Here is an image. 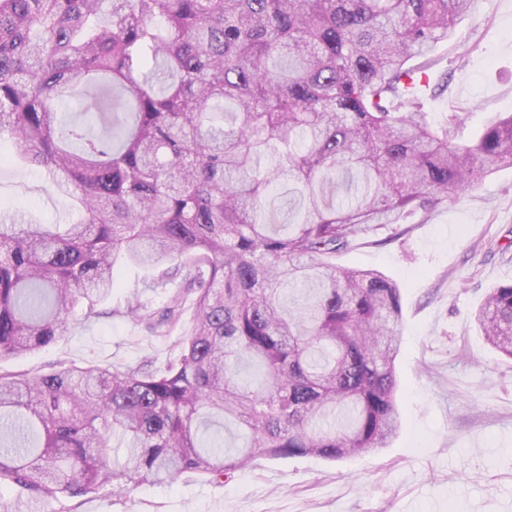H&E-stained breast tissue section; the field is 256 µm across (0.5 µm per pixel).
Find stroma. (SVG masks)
Here are the masks:
<instances>
[{"mask_svg":"<svg viewBox=\"0 0 512 512\" xmlns=\"http://www.w3.org/2000/svg\"><path fill=\"white\" fill-rule=\"evenodd\" d=\"M428 60L423 109L437 122L460 113L458 139L512 113V0H475ZM11 152L9 139H1L0 216L76 221L71 200L37 168L7 164ZM335 262L382 271L401 287L396 372L403 428L388 448L340 462L260 459L221 486L188 475L86 496L79 512H512V359L487 344L473 320L490 288L512 283V166L455 204L375 226ZM146 275L121 264L98 319L70 322L57 342L1 361L0 370L175 358L176 336L155 335L117 314Z\"/></svg>","mask_w":512,"mask_h":512,"instance_id":"35a3bbf8","label":"stroma"}]
</instances>
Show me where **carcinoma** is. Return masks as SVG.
I'll return each instance as SVG.
<instances>
[{
    "label": "carcinoma",
    "instance_id": "1",
    "mask_svg": "<svg viewBox=\"0 0 512 512\" xmlns=\"http://www.w3.org/2000/svg\"><path fill=\"white\" fill-rule=\"evenodd\" d=\"M472 2L0 0L9 162L43 167L80 214L0 220V360L98 317L121 257L158 272L123 316L170 335L187 298L157 312L141 296L180 275L196 309L165 364L0 372V512L386 447L402 425L400 288L333 258L512 164V113L457 143L458 113L432 123L417 91L411 60ZM91 87L124 108L93 94L60 120L54 104ZM474 319L512 359V284ZM228 423L243 446L224 447Z\"/></svg>",
    "mask_w": 512,
    "mask_h": 512
}]
</instances>
